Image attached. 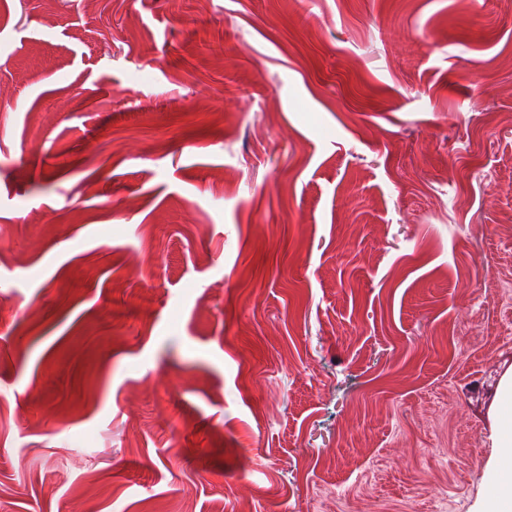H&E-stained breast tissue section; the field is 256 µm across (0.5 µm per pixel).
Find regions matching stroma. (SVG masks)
Instances as JSON below:
<instances>
[{
	"mask_svg": "<svg viewBox=\"0 0 512 512\" xmlns=\"http://www.w3.org/2000/svg\"><path fill=\"white\" fill-rule=\"evenodd\" d=\"M492 113L502 0H0V512H486Z\"/></svg>",
	"mask_w": 512,
	"mask_h": 512,
	"instance_id": "1",
	"label": "stroma"
}]
</instances>
